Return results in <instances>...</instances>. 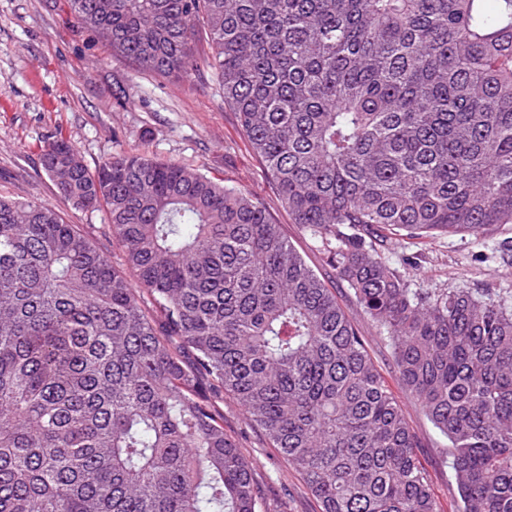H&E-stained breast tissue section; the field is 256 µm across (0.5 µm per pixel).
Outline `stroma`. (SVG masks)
I'll list each match as a JSON object with an SVG mask.
<instances>
[{
	"label": "stroma",
	"mask_w": 512,
	"mask_h": 512,
	"mask_svg": "<svg viewBox=\"0 0 512 512\" xmlns=\"http://www.w3.org/2000/svg\"><path fill=\"white\" fill-rule=\"evenodd\" d=\"M192 52L197 67L190 77L147 72L85 30L67 0H0V194L56 205L65 222L78 225L117 266L122 251L105 210H77L59 201L44 174L40 152L47 138L68 140L91 169L111 156L140 154L263 197L289 241L335 288L418 438L441 512H456L447 439L400 381L388 341L276 197L236 113L224 103L205 33H197ZM419 251L418 264L408 270L410 287L512 288V273L499 258H479L471 237L443 236ZM217 401L226 431L255 464L260 497L271 512H321L301 476L246 419L235 398L224 393Z\"/></svg>",
	"instance_id": "35a3bbf8"
}]
</instances>
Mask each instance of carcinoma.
<instances>
[{
	"label": "carcinoma",
	"instance_id": "obj_1",
	"mask_svg": "<svg viewBox=\"0 0 512 512\" xmlns=\"http://www.w3.org/2000/svg\"><path fill=\"white\" fill-rule=\"evenodd\" d=\"M68 4L186 78L204 23L281 205L448 439L459 512H512V291L413 289L386 255L512 224V0ZM40 162L105 208L138 285L54 205L0 195V512H267L223 392L321 512H440L362 336L260 197L138 155L91 170L62 139Z\"/></svg>",
	"mask_w": 512,
	"mask_h": 512
}]
</instances>
